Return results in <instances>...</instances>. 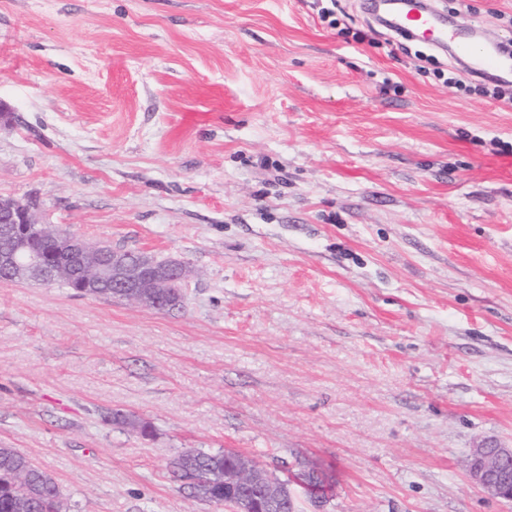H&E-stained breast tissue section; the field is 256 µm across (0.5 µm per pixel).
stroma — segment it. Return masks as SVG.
I'll list each match as a JSON object with an SVG mask.
<instances>
[{
    "label": "stroma",
    "instance_id": "stroma-1",
    "mask_svg": "<svg viewBox=\"0 0 512 512\" xmlns=\"http://www.w3.org/2000/svg\"><path fill=\"white\" fill-rule=\"evenodd\" d=\"M328 4L0 0V195L192 271L165 312L0 281V448L64 512H229L187 448L321 465L295 512H512L464 466L512 448V106ZM433 4L512 41V0Z\"/></svg>",
    "mask_w": 512,
    "mask_h": 512
}]
</instances>
